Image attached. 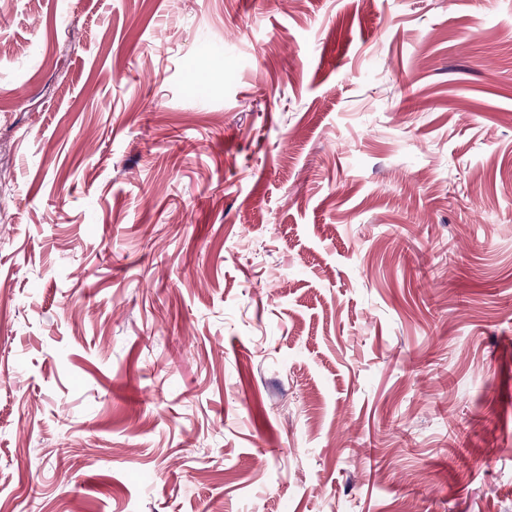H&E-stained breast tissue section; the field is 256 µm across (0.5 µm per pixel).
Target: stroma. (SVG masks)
Segmentation results:
<instances>
[{"mask_svg": "<svg viewBox=\"0 0 512 512\" xmlns=\"http://www.w3.org/2000/svg\"><path fill=\"white\" fill-rule=\"evenodd\" d=\"M0 210V512H512V0H0Z\"/></svg>", "mask_w": 512, "mask_h": 512, "instance_id": "35a3bbf8", "label": "stroma"}]
</instances>
